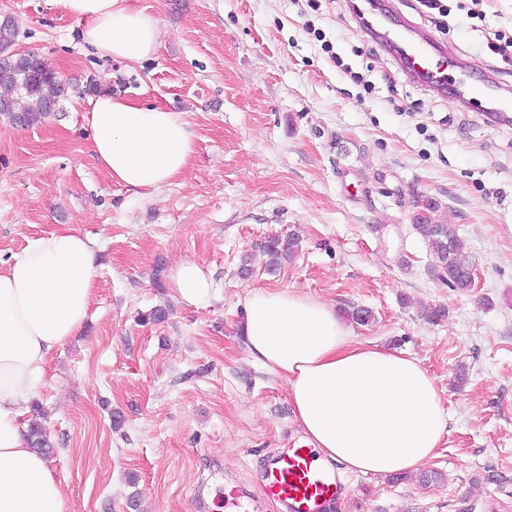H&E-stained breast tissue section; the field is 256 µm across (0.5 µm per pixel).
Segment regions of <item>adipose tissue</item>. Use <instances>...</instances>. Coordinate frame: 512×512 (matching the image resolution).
I'll return each mask as SVG.
<instances>
[{
	"label": "adipose tissue",
	"instance_id": "ef3b65f1",
	"mask_svg": "<svg viewBox=\"0 0 512 512\" xmlns=\"http://www.w3.org/2000/svg\"><path fill=\"white\" fill-rule=\"evenodd\" d=\"M85 21L95 52L139 64L161 31L133 0H64ZM96 161L112 182L160 189L195 152L183 113L102 94L90 117ZM97 283L92 241L71 227L30 239L0 272V512H72L56 472L23 422L50 354L81 329ZM173 297L204 308L216 299L198 263L169 271ZM240 326L251 360L288 386L295 418L322 463L385 477L433 458L449 432L436 380L416 359L357 342L327 303L293 289L256 290Z\"/></svg>",
	"mask_w": 512,
	"mask_h": 512
}]
</instances>
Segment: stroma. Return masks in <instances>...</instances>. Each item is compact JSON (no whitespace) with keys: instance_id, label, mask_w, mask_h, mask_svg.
<instances>
[{"instance_id":"35a3bbf8","label":"stroma","mask_w":512,"mask_h":512,"mask_svg":"<svg viewBox=\"0 0 512 512\" xmlns=\"http://www.w3.org/2000/svg\"><path fill=\"white\" fill-rule=\"evenodd\" d=\"M159 21L139 65L95 55L62 0H0L16 50L45 58L72 90L43 123L0 117V262L69 225L99 253L88 318L58 347L32 400L73 512H224V487L259 492L267 454L303 440L286 383L249 357L238 326L253 290L295 289L332 305L361 343L405 353L436 379L449 433L399 478L347 473L331 512H512V124L414 79L369 37L364 0H136ZM437 34L417 0L381 22L436 34L476 74L512 92V0H447ZM103 91L184 113L195 155L157 190L113 183L91 150L87 77ZM426 197L477 267L467 291L430 272L414 228ZM297 237L274 274L241 260ZM192 260L218 292L181 306L170 267ZM448 315L430 323L421 304ZM166 308L161 322L142 315ZM120 422H113V415ZM441 473L422 484L421 474Z\"/></svg>"}]
</instances>
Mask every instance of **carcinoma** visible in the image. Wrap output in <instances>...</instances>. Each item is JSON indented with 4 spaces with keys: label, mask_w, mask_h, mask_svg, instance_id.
<instances>
[{
    "label": "carcinoma",
    "mask_w": 512,
    "mask_h": 512,
    "mask_svg": "<svg viewBox=\"0 0 512 512\" xmlns=\"http://www.w3.org/2000/svg\"><path fill=\"white\" fill-rule=\"evenodd\" d=\"M12 31L11 25L0 28V102L7 104V108L0 109V115L12 122L20 118L24 126L32 127L57 111L65 93L60 76L48 63H43L37 72L34 69L36 53L13 49ZM414 229L429 247L435 278L442 279L443 270L450 262L463 268L471 265L470 255L452 225L438 223L429 215L417 218ZM258 247L268 256L266 271L270 274L280 269L281 260H292L299 251L296 242H286L276 236ZM29 437L32 447L43 454L53 450L41 423L34 421L30 424Z\"/></svg>",
    "instance_id": "carcinoma-1"
}]
</instances>
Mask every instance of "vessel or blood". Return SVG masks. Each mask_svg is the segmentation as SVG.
Instances as JSON below:
<instances>
[{"label": "vessel or blood", "mask_w": 512, "mask_h": 512, "mask_svg": "<svg viewBox=\"0 0 512 512\" xmlns=\"http://www.w3.org/2000/svg\"><path fill=\"white\" fill-rule=\"evenodd\" d=\"M401 54L408 65L425 74H444L448 52L432 36L408 41ZM345 480L339 469L319 463L314 448L303 442L279 448L266 460L260 496L237 487L224 490L225 512H261L264 503L283 512H328L343 494Z\"/></svg>", "instance_id": "obj_1"}]
</instances>
